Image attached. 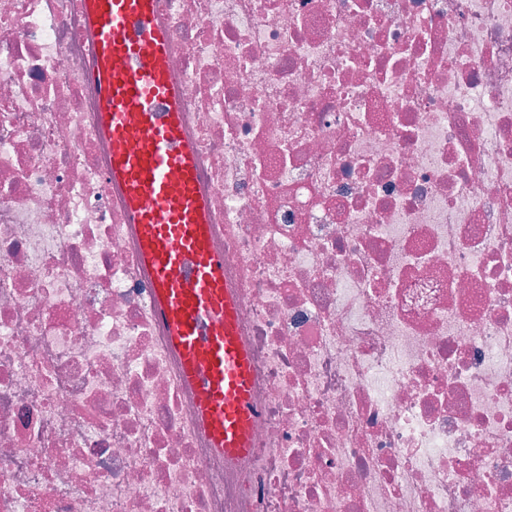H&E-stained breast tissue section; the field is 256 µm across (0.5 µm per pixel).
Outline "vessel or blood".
<instances>
[{
	"label": "vessel or blood",
	"instance_id": "b4317fda",
	"mask_svg": "<svg viewBox=\"0 0 512 512\" xmlns=\"http://www.w3.org/2000/svg\"><path fill=\"white\" fill-rule=\"evenodd\" d=\"M157 0H84L100 129L110 143V178L140 233L151 300L197 395L216 454L247 455L258 410L253 370L240 339L238 302L224 285V256L209 243L208 209L197 187L182 102L167 60L171 42Z\"/></svg>",
	"mask_w": 512,
	"mask_h": 512
}]
</instances>
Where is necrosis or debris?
<instances>
[{"instance_id": "1", "label": "necrosis or debris", "mask_w": 512, "mask_h": 512, "mask_svg": "<svg viewBox=\"0 0 512 512\" xmlns=\"http://www.w3.org/2000/svg\"><path fill=\"white\" fill-rule=\"evenodd\" d=\"M258 418L155 317L82 0H0V512H512V0H161Z\"/></svg>"}]
</instances>
